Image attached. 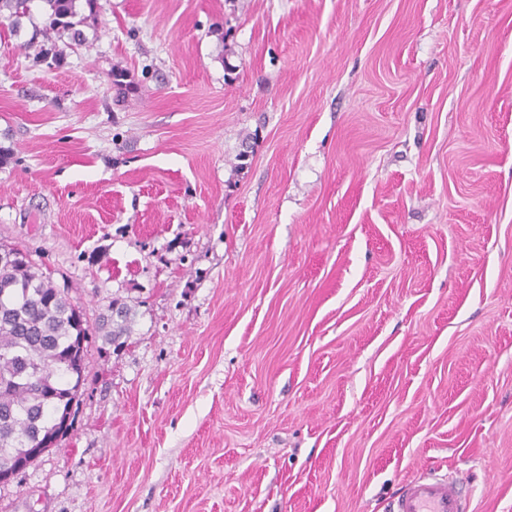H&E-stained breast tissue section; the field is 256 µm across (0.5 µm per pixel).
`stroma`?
Segmentation results:
<instances>
[{
	"label": "stroma",
	"instance_id": "1",
	"mask_svg": "<svg viewBox=\"0 0 512 512\" xmlns=\"http://www.w3.org/2000/svg\"><path fill=\"white\" fill-rule=\"evenodd\" d=\"M0 18V240L96 321L0 512H512V0ZM109 310L111 311V314L107 316L106 318V324L105 319H103V326L109 325L111 326V329L106 332L105 336H110V340L112 342H115L118 340L121 336L125 335L128 331V325H127V315H128V308L127 306L122 303L118 304V300H112V305H109ZM114 312L117 318H120V323L118 320H114ZM464 485L448 475L440 479L423 476L406 484L388 512H466Z\"/></svg>",
	"mask_w": 512,
	"mask_h": 512
}]
</instances>
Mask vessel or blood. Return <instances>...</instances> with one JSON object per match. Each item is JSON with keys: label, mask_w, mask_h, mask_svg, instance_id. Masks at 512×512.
<instances>
[{"label": "vessel or blood", "mask_w": 512, "mask_h": 512, "mask_svg": "<svg viewBox=\"0 0 512 512\" xmlns=\"http://www.w3.org/2000/svg\"><path fill=\"white\" fill-rule=\"evenodd\" d=\"M464 486L454 478L423 476L406 484L388 512H467Z\"/></svg>", "instance_id": "vessel-or-blood-1"}]
</instances>
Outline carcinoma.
Wrapping results in <instances>:
<instances>
[{
  "instance_id": "carcinoma-1",
  "label": "carcinoma",
  "mask_w": 512,
  "mask_h": 512,
  "mask_svg": "<svg viewBox=\"0 0 512 512\" xmlns=\"http://www.w3.org/2000/svg\"><path fill=\"white\" fill-rule=\"evenodd\" d=\"M34 0H0V15L17 19ZM50 25L74 26L77 0H41ZM26 259L0 264V468L28 456L44 435L60 433L56 423L70 417L84 381L91 326L42 265ZM106 332L111 341L128 331V308L113 300Z\"/></svg>"
}]
</instances>
